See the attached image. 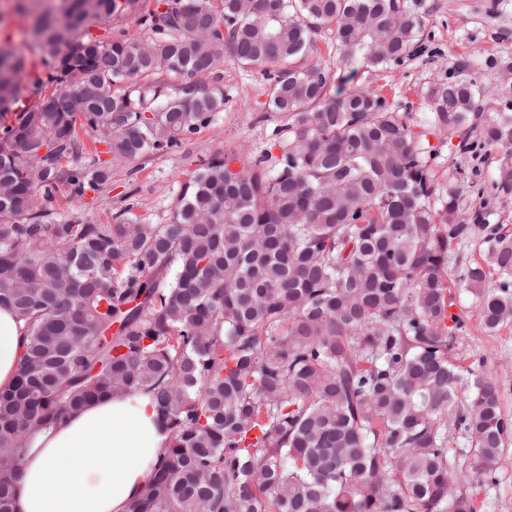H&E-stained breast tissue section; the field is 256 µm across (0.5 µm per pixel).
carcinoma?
I'll return each instance as SVG.
<instances>
[{
	"label": "carcinoma",
	"mask_w": 512,
	"mask_h": 512,
	"mask_svg": "<svg viewBox=\"0 0 512 512\" xmlns=\"http://www.w3.org/2000/svg\"><path fill=\"white\" fill-rule=\"evenodd\" d=\"M148 36L91 31L115 0H59L70 25L38 29L45 77L0 54V307L25 321L16 383L0 390V512L31 439L113 394H154L171 433L127 512H475L459 463L511 461L512 423L490 370L453 363L448 254L468 218L436 195L419 133L368 88L331 90L304 64L316 35L357 72L400 64L419 22L406 0H163ZM260 68L290 123L233 169L213 158L185 182L172 221L73 223L60 185L96 192L109 169L79 161L77 128L112 159L179 145L215 121L220 67ZM165 74L169 82L148 78ZM210 77L214 85L199 83ZM481 67L426 95L450 134L480 118ZM512 147V113L484 125ZM464 286L489 332L512 324V237L485 236ZM498 286L486 287L489 276ZM470 448L448 447V420Z\"/></svg>",
	"instance_id": "1"
}]
</instances>
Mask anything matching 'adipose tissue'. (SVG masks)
<instances>
[{
	"instance_id": "obj_1",
	"label": "adipose tissue",
	"mask_w": 512,
	"mask_h": 512,
	"mask_svg": "<svg viewBox=\"0 0 512 512\" xmlns=\"http://www.w3.org/2000/svg\"><path fill=\"white\" fill-rule=\"evenodd\" d=\"M24 339V321L0 308V389L16 380ZM169 443L150 393L93 401L34 437L13 483L15 512H126Z\"/></svg>"
}]
</instances>
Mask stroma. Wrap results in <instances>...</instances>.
<instances>
[{
  "mask_svg": "<svg viewBox=\"0 0 512 512\" xmlns=\"http://www.w3.org/2000/svg\"><path fill=\"white\" fill-rule=\"evenodd\" d=\"M159 0H134L112 17L98 21L95 31L145 37L143 17L158 10ZM419 42L402 65L384 71L350 72L341 65L329 30L316 37L312 61L333 83L379 90L388 102L406 112L414 131L422 135L426 153L434 157L432 176L437 193L454 190L468 215L486 213L492 224L512 234V189L493 190L500 165L512 158L507 150L485 144L481 132L468 138L448 135L433 120L426 93L447 81L464 62L482 63L512 58V0H417ZM33 17L16 10L14 0H0V48L24 56L26 67L40 64L42 53L33 36ZM221 82L227 101L220 117L183 137L180 147L161 156L109 165V180L97 192L77 198L61 190L54 202L57 215L71 222L111 223L131 209L146 224L169 223L181 185L200 164L227 152L248 156L260 150L280 155L275 135L288 125V115L268 105L269 82L261 69H244L225 59ZM483 233L471 225L461 244L448 256L451 311L462 323L452 352L455 363L466 369H491L501 389L504 416L512 419V326L495 333L482 326L476 305L462 285L469 266L479 260ZM458 473L461 492L472 495L477 512H512V462L494 479L476 474L470 459H462Z\"/></svg>",
  "mask_w": 512,
  "mask_h": 512,
  "instance_id": "obj_1",
  "label": "stroma"
}]
</instances>
